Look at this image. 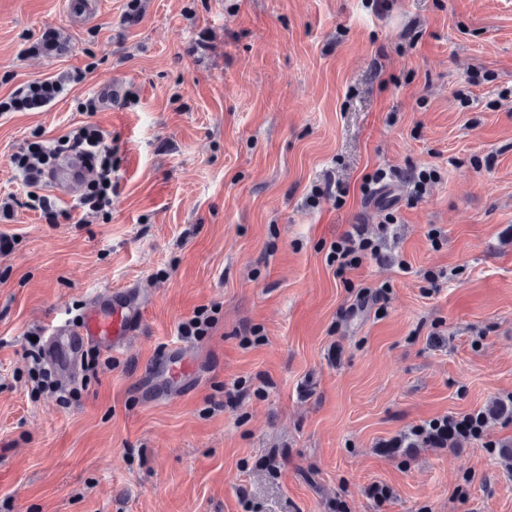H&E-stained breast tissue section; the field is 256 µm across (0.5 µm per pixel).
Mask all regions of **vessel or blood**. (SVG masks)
<instances>
[{"label":"vessel or blood","mask_w":512,"mask_h":512,"mask_svg":"<svg viewBox=\"0 0 512 512\" xmlns=\"http://www.w3.org/2000/svg\"><path fill=\"white\" fill-rule=\"evenodd\" d=\"M143 323L141 308L132 289L105 288L89 298L78 319H65L50 325L44 346V360L69 381L78 379L85 356L90 350L105 352L123 350L128 339ZM153 370L174 378L171 393H181L192 371L191 363L176 345L164 347L157 355Z\"/></svg>","instance_id":"obj_1"}]
</instances>
